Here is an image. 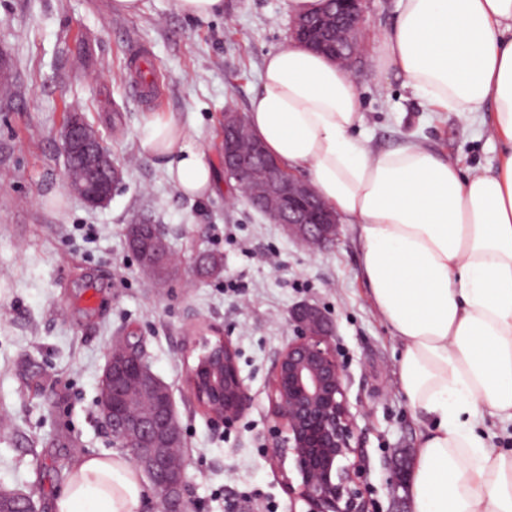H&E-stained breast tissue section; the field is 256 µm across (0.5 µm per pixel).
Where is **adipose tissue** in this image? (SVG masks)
<instances>
[{"label": "adipose tissue", "mask_w": 512, "mask_h": 512, "mask_svg": "<svg viewBox=\"0 0 512 512\" xmlns=\"http://www.w3.org/2000/svg\"><path fill=\"white\" fill-rule=\"evenodd\" d=\"M374 62L433 111L486 113L497 167L465 174L414 139L373 149L355 133L348 70L295 43L266 55L248 122L356 234L372 305L401 344L399 390L425 419L412 512H512V449L479 418L512 424V0H398ZM140 149L184 195L212 192L203 150L174 119L150 120ZM145 494L125 456L83 455L53 510L139 512Z\"/></svg>", "instance_id": "adipose-tissue-1"}]
</instances>
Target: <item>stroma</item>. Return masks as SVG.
<instances>
[{"label":"stroma","instance_id":"obj_1","mask_svg":"<svg viewBox=\"0 0 512 512\" xmlns=\"http://www.w3.org/2000/svg\"><path fill=\"white\" fill-rule=\"evenodd\" d=\"M397 0H367L356 81L361 128L372 147L408 136L460 161L494 168L499 149L479 124L431 112L395 75L377 76L372 48L394 23ZM288 0H226L223 13L182 14L176 0H143L135 16L109 0H0V487L52 512L80 455L115 452L94 399L112 344L138 345L171 388L183 428L188 512H302L285 485L293 457L271 458L272 362L294 335L290 312L309 303L332 324L366 470L371 512H410L407 477L424 429L397 386L400 346L373 308L356 236L288 237L243 201L224 172V112H247L264 57L286 45ZM80 104L124 174L92 208L65 185L59 134ZM176 118L218 180L212 195H183L139 142L155 117ZM124 134L113 137V125ZM145 215L171 250V275L152 283L126 227ZM205 252L224 273L195 274ZM220 330L239 352L249 405L237 421L197 406L184 377L191 346Z\"/></svg>","mask_w":512,"mask_h":512}]
</instances>
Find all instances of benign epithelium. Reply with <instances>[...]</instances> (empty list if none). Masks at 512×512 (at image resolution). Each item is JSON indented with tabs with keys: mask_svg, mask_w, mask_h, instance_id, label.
<instances>
[{
	"mask_svg": "<svg viewBox=\"0 0 512 512\" xmlns=\"http://www.w3.org/2000/svg\"><path fill=\"white\" fill-rule=\"evenodd\" d=\"M366 0H340L334 13L294 19L291 38L302 46L329 57L338 66L352 69L357 63L358 35ZM249 128L237 112L224 113V178L239 184L251 183L258 199L273 202L263 213L275 224L307 243L318 244L336 235L338 221L321 202L310 184L289 174L270 156L258 138L253 151L245 154L239 135ZM66 161H82L84 183L67 180L69 190L91 207L103 206L117 184L118 166L105 168L98 142L83 134V122L70 116L60 134ZM290 323L295 336L278 353L272 365L270 400L276 422L272 456L295 457L298 484L285 483L306 512H369L365 495L364 468L355 460L360 450L353 447L355 418L346 395L345 368L332 343L333 329L319 310L301 305L292 310ZM221 348L211 352L204 340L195 366L188 368L185 383L197 397L195 373L212 370L215 389L205 411L226 422L240 418L248 406V395L237 365V349L219 337ZM138 360L139 379L157 394L171 396L147 360L131 350ZM122 361L108 358L98 386L99 418L112 442L129 450L136 466L144 471L157 491L163 512H186V467L172 465L169 448L182 443V428L174 404L162 413L140 417L116 413L112 401L124 392Z\"/></svg>",
	"mask_w": 512,
	"mask_h": 512,
	"instance_id": "7a95c632",
	"label": "benign epithelium"
}]
</instances>
